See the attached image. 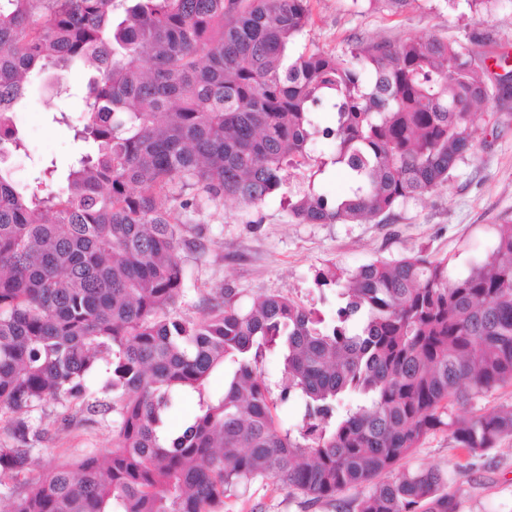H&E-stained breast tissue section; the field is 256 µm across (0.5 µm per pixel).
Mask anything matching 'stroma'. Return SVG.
I'll list each match as a JSON object with an SVG mask.
<instances>
[{"label": "stroma", "instance_id": "stroma-1", "mask_svg": "<svg viewBox=\"0 0 512 512\" xmlns=\"http://www.w3.org/2000/svg\"><path fill=\"white\" fill-rule=\"evenodd\" d=\"M311 8L313 23L291 46V55L312 49L339 55L348 44L370 38L438 36L463 46L483 39L490 80L512 76V0H490L485 7L473 6L471 0H415L395 15L371 10L365 0H312ZM88 75L86 67L76 64L33 76L28 96L15 110L28 152L5 163L18 187L34 186L37 159L55 161L62 175L88 151L87 143L74 140L70 128L53 120L57 112L78 115ZM58 80L70 87V95H56L53 84ZM474 123L479 128L476 150L458 162L447 185L401 203L384 220L299 224L277 194L251 211L226 202L220 218L207 209L180 213V220L200 235L206 250L185 255L178 313L198 315L212 289L228 287L243 307L257 296L279 294L327 314L339 301L330 289L316 286L318 270L335 266L349 271L420 252L447 259L450 275H467L491 255L498 226L512 224V97L492 101L488 111L475 115ZM261 369L277 401L274 413L280 425L300 424L302 407L279 400V355L266 354ZM58 413V407L49 404L32 414L48 437L27 478L39 477L58 458L75 459L88 451L104 454L112 448L111 418L62 430ZM407 464L445 471L463 512H512V439L472 455L439 431L427 437ZM364 493V488H353L313 504L302 494L258 481L227 491L224 512H355Z\"/></svg>", "mask_w": 512, "mask_h": 512}]
</instances>
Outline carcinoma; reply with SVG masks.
<instances>
[{"label":"carcinoma","instance_id":"obj_1","mask_svg":"<svg viewBox=\"0 0 512 512\" xmlns=\"http://www.w3.org/2000/svg\"><path fill=\"white\" fill-rule=\"evenodd\" d=\"M310 2L0 0V163L27 153L13 112L35 71L95 69L79 115L54 117L95 145L66 187L20 190L0 170L10 512H222L227 490L259 479L314 503L368 485L356 512H462L447 474L396 466L436 430L474 454L512 437V406H477L512 385V224L456 279L421 252L318 272L344 299L329 318L280 295L243 309L231 288L197 317L170 312L182 253L206 250L175 208L257 209L280 191L300 224L361 223L443 186L477 146L473 116L499 94L481 42L379 38L341 59L291 58ZM367 2L397 12L416 0ZM318 138L334 150L315 162ZM329 166L348 175L342 196L315 189ZM291 169L303 182L288 191ZM274 351L280 399L304 407L295 430L277 425L260 374ZM228 364L223 391L204 397ZM92 380L110 402L91 400ZM192 393L198 413L167 439V412ZM48 403L66 427L117 414L113 448L22 481L46 438L31 413Z\"/></svg>","mask_w":512,"mask_h":512}]
</instances>
